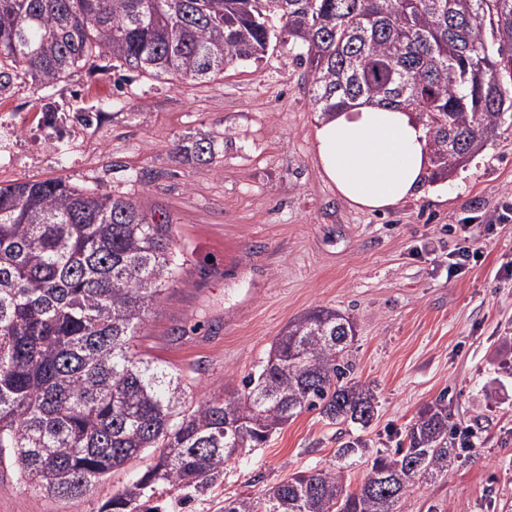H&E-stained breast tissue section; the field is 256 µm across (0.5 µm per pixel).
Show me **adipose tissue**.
<instances>
[{
    "instance_id": "obj_1",
    "label": "adipose tissue",
    "mask_w": 512,
    "mask_h": 512,
    "mask_svg": "<svg viewBox=\"0 0 512 512\" xmlns=\"http://www.w3.org/2000/svg\"><path fill=\"white\" fill-rule=\"evenodd\" d=\"M430 134L415 114L374 104L323 116L314 133L322 177L350 206L384 212L420 193Z\"/></svg>"
}]
</instances>
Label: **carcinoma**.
<instances>
[{
    "mask_svg": "<svg viewBox=\"0 0 512 512\" xmlns=\"http://www.w3.org/2000/svg\"><path fill=\"white\" fill-rule=\"evenodd\" d=\"M280 47L326 115L375 101L416 113L445 179L512 112V0H0V94L19 75L50 87L100 61L187 83ZM187 157L213 158L202 139ZM183 263L172 224L131 198L57 179L0 186V467L54 499L85 496L137 459L153 463L99 512H164L158 488L206 494L224 465L302 411L367 427L374 391L352 382V321L331 308L288 323L245 390L182 408L181 375L135 351ZM445 398L405 441L356 436L335 463L298 471L224 512H399L420 481L468 449ZM366 459L349 492L341 471Z\"/></svg>",
    "mask_w": 512,
    "mask_h": 512,
    "instance_id": "carcinoma-1",
    "label": "carcinoma"
}]
</instances>
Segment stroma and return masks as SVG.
I'll use <instances>...</instances> for the list:
<instances>
[{
  "label": "stroma",
  "instance_id": "obj_1",
  "mask_svg": "<svg viewBox=\"0 0 512 512\" xmlns=\"http://www.w3.org/2000/svg\"><path fill=\"white\" fill-rule=\"evenodd\" d=\"M44 102L100 118L44 139ZM318 120L309 78L280 50L180 86L123 69L43 89L22 77L0 95L14 131L0 185L103 186L174 224L183 279L135 343L193 382L190 402L242 389L290 321L338 310L355 326V378L378 400L360 432L371 448H395L443 393L451 421L474 434V450L411 489L400 512H512V223L496 222L512 199V120L447 180L382 214L351 207L322 179ZM193 138L211 141L212 161L183 157ZM456 224L470 225L480 257L454 276ZM351 432L302 412L229 462L206 495L164 492L167 512H224L225 497L327 465ZM129 479L114 473L57 500L0 471V512H97Z\"/></svg>",
  "mask_w": 512,
  "mask_h": 512
}]
</instances>
